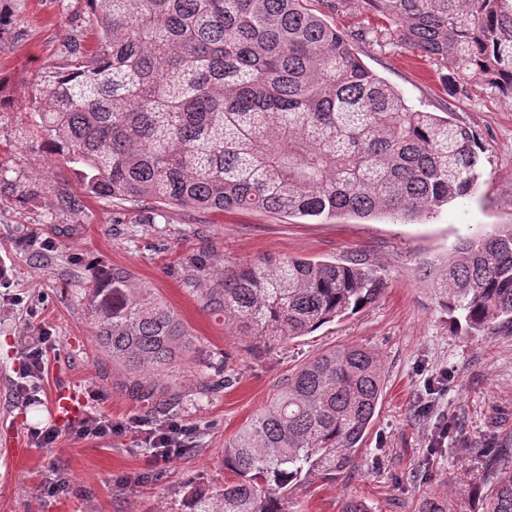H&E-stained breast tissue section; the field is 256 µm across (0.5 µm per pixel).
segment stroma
I'll return each mask as SVG.
<instances>
[{"label": "stroma", "instance_id": "35a3bbf8", "mask_svg": "<svg viewBox=\"0 0 512 512\" xmlns=\"http://www.w3.org/2000/svg\"><path fill=\"white\" fill-rule=\"evenodd\" d=\"M350 41L358 59L421 112L446 113L480 146L473 192L429 217L391 215L333 220L249 210L164 208L156 224H124L127 202L82 195L69 167L47 149L35 114L39 80L72 65L68 47H92L98 30L86 0H6L0 22V78L10 100L0 110V512H185L189 485L224 486V444L271 400L276 388L324 350L363 346L385 376L372 427L354 467L296 492L290 512H342L348 497L372 512H416L423 491L447 490L455 512H470L478 485L492 482L484 454L512 465V333L469 336L433 304L426 262L449 256L459 240L512 224V100L484 82L447 91L442 65L405 46L399 27L363 0H303ZM68 185L80 207L62 205ZM227 266L259 258L341 261L356 257L387 281L381 297L310 335L275 345L240 338L203 310L181 282L182 260L199 250ZM132 270L187 327L193 350L182 362L179 399L168 416L186 429L169 462L147 437L151 404L120 389L123 374L99 350L87 310L90 274ZM42 343L44 372L23 374L26 349ZM232 387L199 394L218 364ZM78 385L87 412L111 417L122 432L83 439L58 428L49 448L13 456L14 436L56 426L50 396ZM71 493L48 491L49 462Z\"/></svg>", "mask_w": 512, "mask_h": 512}]
</instances>
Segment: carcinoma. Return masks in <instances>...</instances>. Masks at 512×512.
<instances>
[{
    "instance_id": "1",
    "label": "carcinoma",
    "mask_w": 512,
    "mask_h": 512,
    "mask_svg": "<svg viewBox=\"0 0 512 512\" xmlns=\"http://www.w3.org/2000/svg\"><path fill=\"white\" fill-rule=\"evenodd\" d=\"M90 53L43 81L37 114L50 153L83 194L145 207L247 209L290 217L415 221L469 195L479 146L450 118L410 108L301 0H87ZM440 60L454 86L479 79L512 99V0H368ZM183 285L202 308L263 343L305 336L375 303L378 270L343 261L262 258L211 266L187 257ZM437 307L467 335L512 331V225L465 239L424 267ZM88 310L128 396L164 410L192 343L179 316L131 270L95 272ZM200 381L206 391L232 384ZM384 388L379 356L325 351L288 377L224 444V489H190L185 512H288L293 491L355 465ZM472 512H512V468L475 492ZM417 512H452L428 492Z\"/></svg>"
}]
</instances>
